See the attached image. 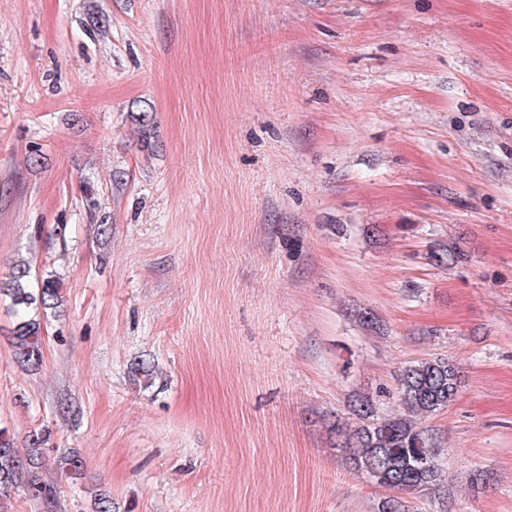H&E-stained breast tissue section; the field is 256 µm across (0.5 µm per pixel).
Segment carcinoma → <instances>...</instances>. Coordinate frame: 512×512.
Here are the masks:
<instances>
[{"label":"carcinoma","instance_id":"carcinoma-1","mask_svg":"<svg viewBox=\"0 0 512 512\" xmlns=\"http://www.w3.org/2000/svg\"><path fill=\"white\" fill-rule=\"evenodd\" d=\"M136 122L142 141L150 145V106L136 113ZM1 295L10 300L16 316L12 357L21 365L38 366L43 355L41 321L57 316L64 305L59 278L47 272L34 288L30 265L21 260L0 283ZM461 383V370L454 360L434 357L417 361L402 374L397 413L380 417L371 399L361 397L354 409L357 425L336 428L349 467L392 492L380 502L378 512H406L402 496L422 499L440 488L442 449L422 421L448 407ZM47 441L43 433L32 432L22 455L0 430V512H8L6 492L16 485L26 486L38 499L51 493L39 471L41 448Z\"/></svg>","mask_w":512,"mask_h":512}]
</instances>
